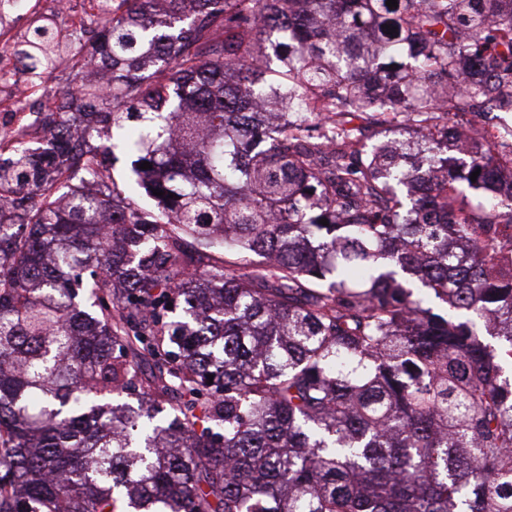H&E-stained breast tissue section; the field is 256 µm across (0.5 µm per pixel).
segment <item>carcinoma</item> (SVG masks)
Wrapping results in <instances>:
<instances>
[{
	"instance_id": "carcinoma-1",
	"label": "carcinoma",
	"mask_w": 512,
	"mask_h": 512,
	"mask_svg": "<svg viewBox=\"0 0 512 512\" xmlns=\"http://www.w3.org/2000/svg\"><path fill=\"white\" fill-rule=\"evenodd\" d=\"M94 2L14 42L0 512H512V0ZM45 101L34 96V99L23 110L17 112H0V136L5 133L13 139H22L34 144L42 136L41 119Z\"/></svg>"
}]
</instances>
